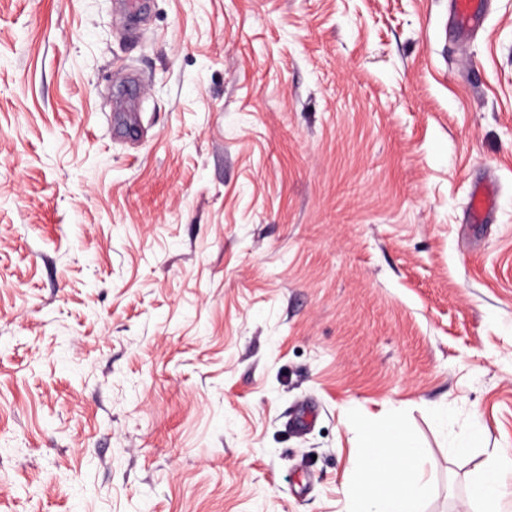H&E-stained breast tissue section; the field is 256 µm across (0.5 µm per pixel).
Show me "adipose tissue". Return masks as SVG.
Listing matches in <instances>:
<instances>
[{"instance_id":"adipose-tissue-1","label":"adipose tissue","mask_w":512,"mask_h":512,"mask_svg":"<svg viewBox=\"0 0 512 512\" xmlns=\"http://www.w3.org/2000/svg\"><path fill=\"white\" fill-rule=\"evenodd\" d=\"M424 451L401 420L359 433L347 490L349 512H424ZM512 458L490 452L478 477L475 496L484 512H502Z\"/></svg>"}]
</instances>
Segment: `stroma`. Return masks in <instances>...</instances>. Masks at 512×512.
Masks as SVG:
<instances>
[{
    "label": "stroma",
    "instance_id": "stroma-1",
    "mask_svg": "<svg viewBox=\"0 0 512 512\" xmlns=\"http://www.w3.org/2000/svg\"><path fill=\"white\" fill-rule=\"evenodd\" d=\"M450 2L0 0V512H346L395 416L425 512H479L512 0ZM483 0H452L454 16L462 27L473 25L480 17L483 9Z\"/></svg>",
    "mask_w": 512,
    "mask_h": 512
}]
</instances>
